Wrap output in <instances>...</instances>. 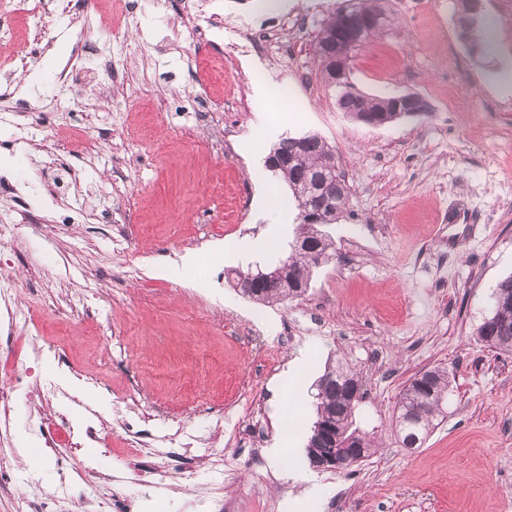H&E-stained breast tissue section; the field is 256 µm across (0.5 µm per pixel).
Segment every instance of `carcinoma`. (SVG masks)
Instances as JSON below:
<instances>
[{"instance_id": "carcinoma-1", "label": "carcinoma", "mask_w": 512, "mask_h": 512, "mask_svg": "<svg viewBox=\"0 0 512 512\" xmlns=\"http://www.w3.org/2000/svg\"><path fill=\"white\" fill-rule=\"evenodd\" d=\"M382 11L378 0H340L334 10L319 21V31L315 42V54L323 60L327 50L347 48L344 38H333L332 23L344 17L355 19ZM339 99L346 101L358 112L381 114L388 108L386 97L361 95L351 91L346 85L339 90ZM273 152L280 164L272 175L284 182L291 191L297 213L298 230L296 239L316 241L327 256L335 255L336 248L331 237L320 230L324 224H334L343 218L348 197L345 176L336 160L334 150L315 134H302L282 138ZM327 183V203L319 211L318 223L309 224L304 220L308 206L315 205L317 183ZM290 274L302 278L309 274L311 263L303 254L288 255ZM512 290V276L502 279L496 285L491 297L490 315L477 328V339L492 348L512 353V298L502 296L504 289ZM430 387L435 393L432 400H426L413 389V383L404 386L400 399L407 400V413L419 419L418 424L398 425V438L402 444L412 443L419 448L429 437L441 416L440 404L444 403L451 380L446 368H433L428 371ZM315 405L317 420L336 429L337 446L343 448L347 441L360 447L358 457L351 463L359 462L375 453L372 442L352 428L354 408L347 403L353 389H359V397H364L363 383L351 368L340 363L328 365L316 383Z\"/></svg>"}]
</instances>
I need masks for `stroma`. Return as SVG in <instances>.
<instances>
[{
    "label": "stroma",
    "instance_id": "obj_1",
    "mask_svg": "<svg viewBox=\"0 0 512 512\" xmlns=\"http://www.w3.org/2000/svg\"><path fill=\"white\" fill-rule=\"evenodd\" d=\"M223 3L284 55L172 46L154 12L139 13L127 35L142 45L119 82L100 79L55 111V75L96 27L56 17L49 46L17 16L13 41L0 44V86L25 84L33 113L26 143L0 152V174L27 172L41 215L0 249L14 303L29 315L0 337V359L23 381L0 412V512H13L18 495L53 498L64 470L78 476L67 512H99L118 479L143 512H206L217 475L234 512H512V354L476 337L493 289L512 275V24L502 22L512 0H486L496 31L487 59L457 40L456 0H387L388 27L359 52L350 81L370 95L418 93L431 110L379 128L337 111L319 70L313 40L337 0ZM302 15L308 26L295 29ZM200 94L223 105L207 129L193 118ZM306 132L335 147L346 174L347 214L327 227L336 256L313 269L303 296L257 304L233 288L222 245L264 243L243 271L287 256L290 238L270 227L296 229L297 210L270 208L289 191L265 173L253 140L269 149ZM54 154L78 179L48 205L38 180L51 176ZM188 253L197 261L184 275L161 273ZM33 346L46 351L35 380L24 360ZM333 359L359 373L354 425L378 447L360 464L316 471L310 485L293 477L309 464L291 442L315 421L311 396ZM434 366L452 374L446 415L420 448H403L392 429L400 393ZM47 383L94 409L100 442L47 455L27 426L51 430L68 413L43 396ZM302 385L310 399L283 436ZM137 430L191 437L192 476L145 486ZM276 440L286 465L266 457Z\"/></svg>",
    "mask_w": 512,
    "mask_h": 512
}]
</instances>
